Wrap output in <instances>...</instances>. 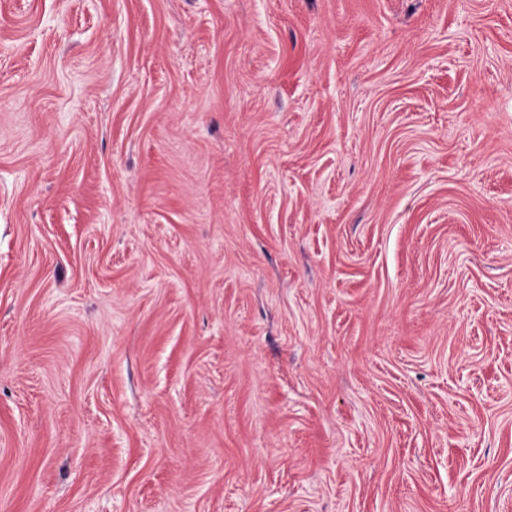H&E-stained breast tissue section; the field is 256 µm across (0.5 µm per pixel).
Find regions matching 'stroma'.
<instances>
[{
    "mask_svg": "<svg viewBox=\"0 0 512 512\" xmlns=\"http://www.w3.org/2000/svg\"><path fill=\"white\" fill-rule=\"evenodd\" d=\"M0 512H512V0H0Z\"/></svg>",
    "mask_w": 512,
    "mask_h": 512,
    "instance_id": "35a3bbf8",
    "label": "stroma"
}]
</instances>
